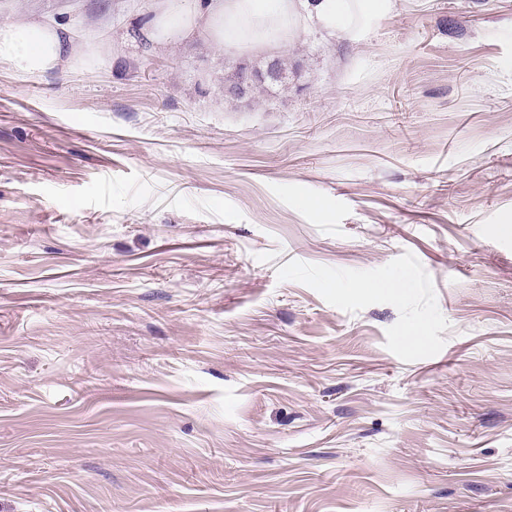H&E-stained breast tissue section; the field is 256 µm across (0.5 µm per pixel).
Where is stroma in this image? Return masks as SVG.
Instances as JSON below:
<instances>
[{"mask_svg":"<svg viewBox=\"0 0 512 512\" xmlns=\"http://www.w3.org/2000/svg\"><path fill=\"white\" fill-rule=\"evenodd\" d=\"M385 2L230 102L160 0H0L65 44L0 65V512H512V0Z\"/></svg>","mask_w":512,"mask_h":512,"instance_id":"35a3bbf8","label":"stroma"}]
</instances>
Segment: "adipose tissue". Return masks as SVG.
<instances>
[{
    "instance_id": "obj_1",
    "label": "adipose tissue",
    "mask_w": 512,
    "mask_h": 512,
    "mask_svg": "<svg viewBox=\"0 0 512 512\" xmlns=\"http://www.w3.org/2000/svg\"><path fill=\"white\" fill-rule=\"evenodd\" d=\"M377 0H208L201 12L184 10L180 0H164L153 26L166 39L203 29L217 45L232 37L255 44L287 43L299 15L328 29L344 28L353 19L378 9ZM63 45L56 30L28 22L0 29V64L15 72L32 74L56 66Z\"/></svg>"
}]
</instances>
